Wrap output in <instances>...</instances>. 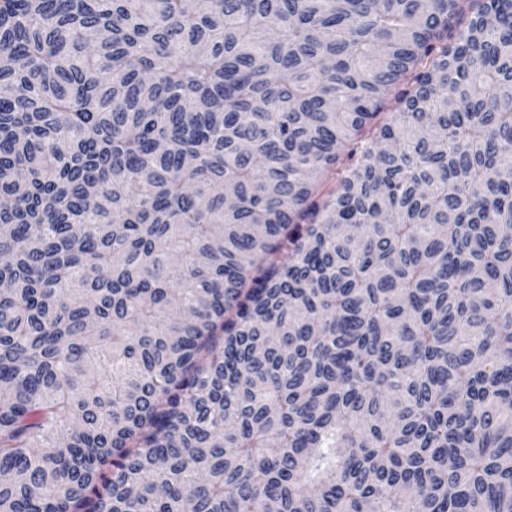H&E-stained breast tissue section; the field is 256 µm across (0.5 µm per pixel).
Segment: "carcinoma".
<instances>
[{
	"instance_id": "obj_1",
	"label": "carcinoma",
	"mask_w": 512,
	"mask_h": 512,
	"mask_svg": "<svg viewBox=\"0 0 512 512\" xmlns=\"http://www.w3.org/2000/svg\"><path fill=\"white\" fill-rule=\"evenodd\" d=\"M1 199L0 512H512V0H0Z\"/></svg>"
}]
</instances>
